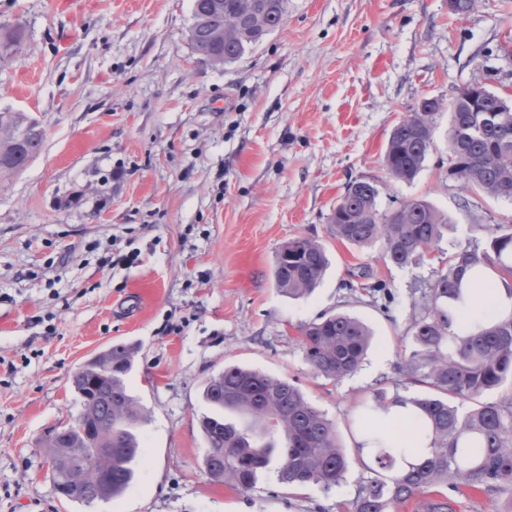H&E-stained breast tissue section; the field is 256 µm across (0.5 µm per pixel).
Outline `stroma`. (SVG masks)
<instances>
[{
	"mask_svg": "<svg viewBox=\"0 0 512 512\" xmlns=\"http://www.w3.org/2000/svg\"><path fill=\"white\" fill-rule=\"evenodd\" d=\"M192 12L193 0H0V25L22 33L0 64V109L45 131L42 152L0 180V512H336L366 474L361 406L398 389L415 296L449 253L512 220V202L449 180L447 115L413 183L381 166L422 99L478 81L512 97V0L465 14L448 0H288L284 24L224 65L192 49ZM359 178L380 180V209L425 195L448 214L437 251L399 268L336 240L332 210ZM299 235L330 264L293 299L274 267ZM139 281L156 293L130 317L121 303ZM336 311L374 341L333 382L306 364L297 328ZM119 342L138 351L127 384L149 413L144 456L123 495L89 505L56 489L43 442L80 411L74 371ZM236 364L297 382L335 422L344 481L289 488L270 470L243 492L206 473L202 390Z\"/></svg>",
	"mask_w": 512,
	"mask_h": 512,
	"instance_id": "35a3bbf8",
	"label": "stroma"
}]
</instances>
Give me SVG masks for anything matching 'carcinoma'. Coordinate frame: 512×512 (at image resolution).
Here are the masks:
<instances>
[{
    "mask_svg": "<svg viewBox=\"0 0 512 512\" xmlns=\"http://www.w3.org/2000/svg\"><path fill=\"white\" fill-rule=\"evenodd\" d=\"M222 16L201 31L190 28V42L201 59L214 64L238 60L250 44L279 28L288 0H222ZM19 29L0 27V61L13 55ZM498 95L487 88L477 96L462 91L445 104L415 105L394 125L383 155L387 175L411 183L423 170L433 146L437 116L448 111V177L462 187L512 201V107L497 111ZM44 131L25 112L0 111V178L21 171L42 150ZM378 182L347 183L330 217L331 234L357 248L380 247L382 259L396 267L419 263L438 247L448 215L428 198L414 197L382 210ZM329 259L315 239L296 236L276 254V288L291 298L306 297L321 281ZM490 266L512 278V221L488 227L486 247L448 255L424 293L422 313L407 330L411 350L398 365L402 382L427 392L405 397L380 388L362 406L360 430L370 435L375 466L359 483L354 498L338 512H401L421 499L415 512H457L455 495L465 488L485 494L512 491V399L487 396L512 383V313L486 319L463 336L454 333V304L464 298L463 280L484 276ZM372 334L348 313L322 314L299 327L305 362L312 372L340 381L357 372ZM137 350L114 344L71 377L81 411L65 430L45 440L54 480L67 498L91 504L126 491L143 454L139 427L147 415L130 393L126 375ZM211 414L201 420L208 475L243 491L256 487L261 472L274 468L278 481L330 489L344 480L349 459L336 425L307 400L296 383L261 371L228 366L205 384ZM411 405L414 431L430 442L426 458L405 469L410 448H384L377 414ZM241 419L227 422L224 413Z\"/></svg>",
    "mask_w": 512,
    "mask_h": 512,
    "instance_id": "1",
    "label": "carcinoma"
}]
</instances>
